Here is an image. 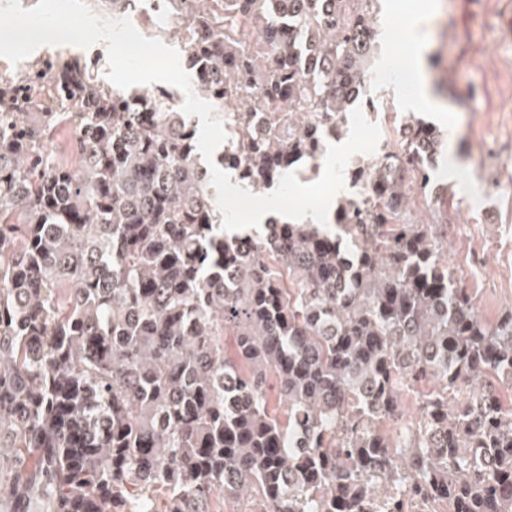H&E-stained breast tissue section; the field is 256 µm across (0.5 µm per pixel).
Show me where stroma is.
<instances>
[{"mask_svg":"<svg viewBox=\"0 0 512 512\" xmlns=\"http://www.w3.org/2000/svg\"><path fill=\"white\" fill-rule=\"evenodd\" d=\"M421 0H377L378 62L408 55L413 12ZM430 88L439 108L406 107V83L372 85L367 118L386 149L398 148V130L411 119L444 135L436 183L425 191L407 179V214L414 224L447 225L445 258L460 270L459 287L478 315L496 324L512 313V0H436L421 25Z\"/></svg>","mask_w":512,"mask_h":512,"instance_id":"35a3bbf8","label":"stroma"}]
</instances>
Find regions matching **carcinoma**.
<instances>
[{"label": "carcinoma", "instance_id": "obj_1", "mask_svg": "<svg viewBox=\"0 0 512 512\" xmlns=\"http://www.w3.org/2000/svg\"><path fill=\"white\" fill-rule=\"evenodd\" d=\"M157 2L224 122L218 163L256 192L314 171L375 73L370 0ZM88 70L56 83L92 112L0 85V512H402L391 487L512 512V315L486 324L438 225L403 221L406 169L433 185L418 157L442 132L405 125L325 226L230 234L169 93L109 97ZM61 123L73 164L47 153Z\"/></svg>", "mask_w": 512, "mask_h": 512}]
</instances>
